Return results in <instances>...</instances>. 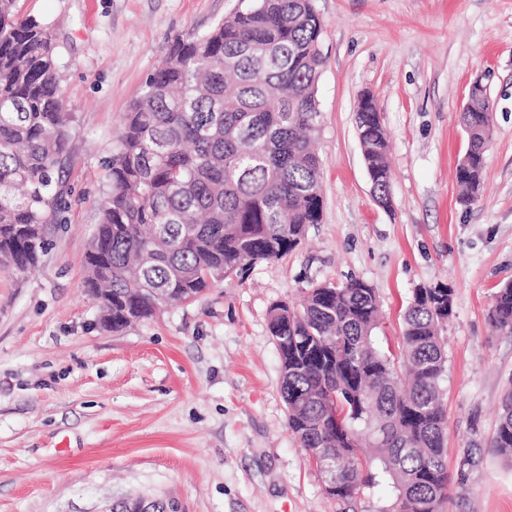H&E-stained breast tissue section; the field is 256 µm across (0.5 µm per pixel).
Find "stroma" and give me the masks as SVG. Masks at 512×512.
Segmentation results:
<instances>
[{
  "label": "stroma",
  "mask_w": 512,
  "mask_h": 512,
  "mask_svg": "<svg viewBox=\"0 0 512 512\" xmlns=\"http://www.w3.org/2000/svg\"><path fill=\"white\" fill-rule=\"evenodd\" d=\"M240 0H19L50 26L68 110V223L39 265L0 269V512H108L123 497L177 512H336L288 429L267 313L312 286L372 285L382 348L397 349L417 288L446 286V460L484 446L466 498L444 512H512V464L489 446L512 381V336L493 335L512 281V0H316L323 217L303 245L249 264L120 332L99 323L83 255L119 120L176 38ZM494 104L481 200L460 203L459 113L474 81ZM376 99L389 137L391 209L376 205L355 111ZM492 333L512 335V283L505 284L496 293L495 301L488 314Z\"/></svg>",
  "instance_id": "obj_1"
}]
</instances>
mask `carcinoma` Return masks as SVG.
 <instances>
[{
  "instance_id": "obj_1",
  "label": "carcinoma",
  "mask_w": 512,
  "mask_h": 512,
  "mask_svg": "<svg viewBox=\"0 0 512 512\" xmlns=\"http://www.w3.org/2000/svg\"><path fill=\"white\" fill-rule=\"evenodd\" d=\"M325 22L315 0H247L201 36L174 40L127 110L105 163L99 222L84 256L103 325L118 332L164 303L191 299L246 264L278 260L322 220L317 83ZM58 53L48 27L0 0V266L26 273L67 223L60 171L69 155ZM356 128L376 195L387 197V137L378 107L359 104ZM494 121L487 90L460 113L467 137L456 170L466 206L478 200ZM375 289L359 279L317 284L299 306L268 311L281 363L288 429L326 490L354 512L362 486L388 478L395 496L377 512H443L451 486L477 471L444 461L442 322L414 298L398 353L376 342ZM492 333L512 335V283L496 293ZM345 412L333 423L324 400ZM490 447L512 457V381Z\"/></svg>"
}]
</instances>
